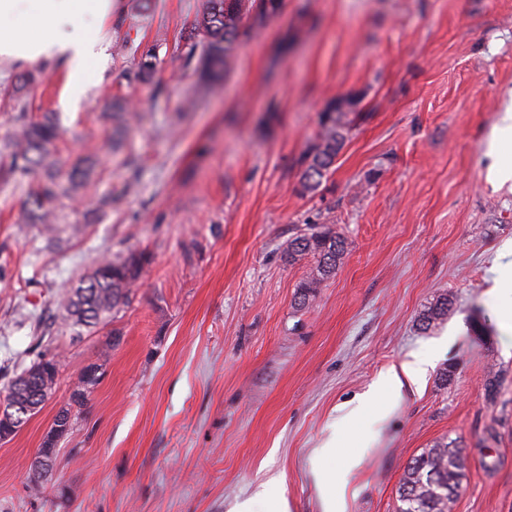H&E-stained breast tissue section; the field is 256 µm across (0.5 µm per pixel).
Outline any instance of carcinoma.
Here are the masks:
<instances>
[{"label":"carcinoma","instance_id":"1","mask_svg":"<svg viewBox=\"0 0 512 512\" xmlns=\"http://www.w3.org/2000/svg\"><path fill=\"white\" fill-rule=\"evenodd\" d=\"M279 7V0H263L257 15L259 23L265 25L271 22L277 16ZM247 10L246 0H202L194 23V30L202 35V40L185 44L182 52L186 62L197 59L204 77L210 80L222 78L236 49ZM155 71V53L149 49L141 55L135 80L149 83ZM351 107L350 101L333 102L323 113L318 139L302 158L304 190H316L333 167L350 130L346 114ZM107 118L115 129L123 130L133 115L128 112L126 102L118 100L111 104ZM57 136L58 128L53 115L47 113L35 120L30 115L28 102L19 100L9 140L10 162L0 165V176L3 178L26 176L36 169H47L45 177L30 191L29 201L33 221L45 225L50 231L58 223L66 202L89 189L95 176L94 162L86 159L77 161L65 173L53 168L50 147ZM344 252V240L327 225L314 227L289 242L290 258L310 257L314 261L309 276L299 286L298 305H309L315 298L317 288L336 272ZM146 262L144 254L133 251L124 255L103 256L88 274L71 285L57 301L61 323L72 329H89L106 323L115 309L129 301ZM452 307V297H438L420 315V326L428 328L448 315ZM60 364L59 353L46 347L37 354L30 366L11 381L4 402L16 407L17 427L0 424V438L15 434L16 428L22 427L41 409L54 390ZM103 374L101 364L86 366L68 402L59 409L38 451L40 470H32L29 477V488L33 493H38L48 481L45 471L54 468L58 441L69 432L83 412L88 396ZM464 479L462 450L457 441L444 439L406 465L398 488L396 512H450Z\"/></svg>","mask_w":512,"mask_h":512}]
</instances>
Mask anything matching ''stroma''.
<instances>
[{"mask_svg":"<svg viewBox=\"0 0 512 512\" xmlns=\"http://www.w3.org/2000/svg\"><path fill=\"white\" fill-rule=\"evenodd\" d=\"M201 0H123L108 59L77 106L58 68L17 92L0 61V154L15 99L54 113L56 159L98 162L94 185L54 235L31 223L37 174L0 181V391L48 344L62 355L40 411L0 441V512H322L313 448L380 373L430 360L424 383L388 392L332 462L344 512H395L406 463L436 441L463 448L451 512H512V339L492 292L512 241V190L485 178L486 134L512 87V0H282L278 19L244 24L223 81L201 86L180 47ZM156 52L150 83L138 61ZM126 99L120 141L100 115ZM350 98L351 130L313 192L301 159L329 103ZM112 206L99 208L100 196ZM331 225L346 250L305 307L311 259L289 239ZM148 257L128 305L76 336L57 296L105 254ZM455 304L428 330L418 318ZM111 351H104V344ZM103 362L58 443V484L28 488L31 466L81 370ZM499 375L496 399L485 381ZM453 307V298L448 295H441L438 297L434 304H431L419 318L420 326L424 329L432 326L439 320H442L444 316L448 315Z\"/></svg>","mask_w":512,"mask_h":512,"instance_id":"35a3bbf8","label":"stroma"}]
</instances>
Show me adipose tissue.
I'll use <instances>...</instances> for the list:
<instances>
[{"instance_id":"adipose-tissue-1","label":"adipose tissue","mask_w":512,"mask_h":512,"mask_svg":"<svg viewBox=\"0 0 512 512\" xmlns=\"http://www.w3.org/2000/svg\"><path fill=\"white\" fill-rule=\"evenodd\" d=\"M121 0H0V61L23 68L47 63L63 72L62 102L83 96L105 55L104 31ZM487 177L512 185V89L502 93L499 116L486 139Z\"/></svg>"}]
</instances>
